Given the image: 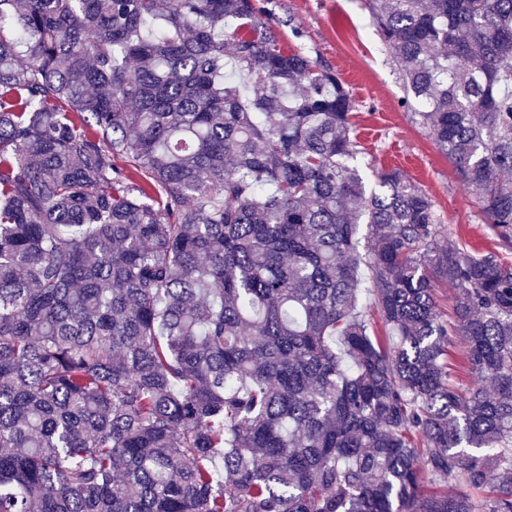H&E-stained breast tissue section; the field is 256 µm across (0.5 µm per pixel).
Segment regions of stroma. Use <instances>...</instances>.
I'll use <instances>...</instances> for the list:
<instances>
[{
    "label": "stroma",
    "instance_id": "obj_1",
    "mask_svg": "<svg viewBox=\"0 0 512 512\" xmlns=\"http://www.w3.org/2000/svg\"><path fill=\"white\" fill-rule=\"evenodd\" d=\"M280 43L331 69L355 100V163L367 183L398 168L432 198L449 244L512 262V242L495 237L453 162L403 106L398 71L370 24L365 0H260Z\"/></svg>",
    "mask_w": 512,
    "mask_h": 512
}]
</instances>
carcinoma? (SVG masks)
<instances>
[{"label":"carcinoma","instance_id":"1","mask_svg":"<svg viewBox=\"0 0 512 512\" xmlns=\"http://www.w3.org/2000/svg\"><path fill=\"white\" fill-rule=\"evenodd\" d=\"M368 8L511 241L512 0ZM270 27L0 0V512H512V264L367 186L349 90Z\"/></svg>","mask_w":512,"mask_h":512}]
</instances>
